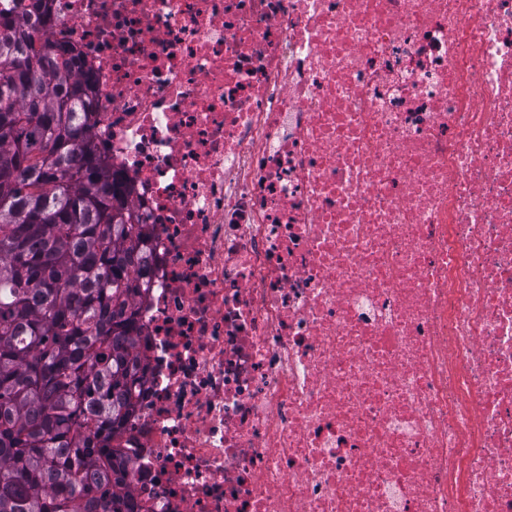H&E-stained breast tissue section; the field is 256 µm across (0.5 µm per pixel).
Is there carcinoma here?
<instances>
[{"instance_id":"cac0c4a2","label":"carcinoma","mask_w":512,"mask_h":512,"mask_svg":"<svg viewBox=\"0 0 512 512\" xmlns=\"http://www.w3.org/2000/svg\"><path fill=\"white\" fill-rule=\"evenodd\" d=\"M0 512H133L110 438L144 371L134 298L148 234L91 137L46 0H0Z\"/></svg>"}]
</instances>
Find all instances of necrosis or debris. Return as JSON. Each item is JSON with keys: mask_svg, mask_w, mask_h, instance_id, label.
I'll return each mask as SVG.
<instances>
[{"mask_svg": "<svg viewBox=\"0 0 512 512\" xmlns=\"http://www.w3.org/2000/svg\"><path fill=\"white\" fill-rule=\"evenodd\" d=\"M149 235L134 512H512V0H49Z\"/></svg>", "mask_w": 512, "mask_h": 512, "instance_id": "necrosis-or-debris-1", "label": "necrosis or debris"}]
</instances>
